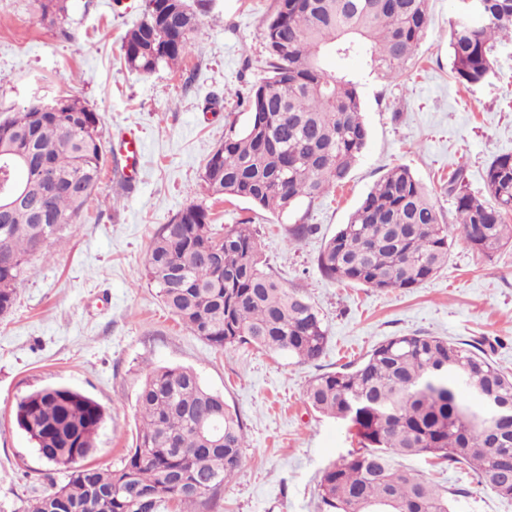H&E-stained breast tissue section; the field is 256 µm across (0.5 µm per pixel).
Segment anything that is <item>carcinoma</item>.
Returning <instances> with one entry per match:
<instances>
[{
	"label": "carcinoma",
	"mask_w": 512,
	"mask_h": 512,
	"mask_svg": "<svg viewBox=\"0 0 512 512\" xmlns=\"http://www.w3.org/2000/svg\"><path fill=\"white\" fill-rule=\"evenodd\" d=\"M208 0H144L142 18L122 41L127 66L152 74L184 59ZM66 0H41V20L55 24ZM429 19V0H276L264 28L266 76L243 102L248 124L228 121L224 142L206 162L209 196L240 198L272 213L293 210L347 179L368 139L355 77L331 70L329 56L362 50L371 70L394 78L408 69ZM512 42V0H481L469 18L450 22L451 71L463 86L482 83L494 45ZM99 120L84 101L67 97L55 112L30 102L0 121V166L49 156L58 175L46 193L36 174L25 177V199L0 223V315L15 302L31 258L46 255L63 228L77 223L98 186L105 144ZM490 199L466 189L454 173L457 231L490 259L512 246V154L485 168ZM410 168H391L346 224L319 252L327 279L376 290L409 291L448 264L453 231ZM146 277L169 311L217 350L250 345L303 362L324 353L327 330L302 292L266 271L256 230L222 228L194 202L160 226ZM315 411L355 428L361 448L324 469L323 512H452L451 500L422 474L396 466L397 456H423L467 468L492 493L512 500V376L482 344L411 333L379 343L360 363L314 377L304 390ZM135 448L115 468L82 461L95 448L105 410L69 387H45L21 397L15 423L48 465L66 473L56 491L26 512H212L242 463L246 433L224 396L186 367L149 370L137 395ZM219 429L204 444L197 424Z\"/></svg>",
	"instance_id": "cac0c4a2"
}]
</instances>
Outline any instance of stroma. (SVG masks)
<instances>
[{
	"instance_id": "stroma-1",
	"label": "stroma",
	"mask_w": 512,
	"mask_h": 512,
	"mask_svg": "<svg viewBox=\"0 0 512 512\" xmlns=\"http://www.w3.org/2000/svg\"><path fill=\"white\" fill-rule=\"evenodd\" d=\"M56 24L40 18L39 0H0V119L33 99L81 97L97 113L106 155L97 189L78 223L63 230L49 257L24 268L10 313L0 315V512L65 483L41 460L14 422L16 401L45 386L81 391L106 411L89 464L119 466L135 446L137 394L147 370L193 369L241 417L243 462L224 488L222 512H320L317 482L356 448L348 424L309 408L313 377L362 359L393 336L429 334L482 341L512 374V248L487 259L453 236L447 265L408 292L340 284L315 259L374 184L408 166L430 193L443 223L456 222L448 175L464 168L469 190L485 194L484 172L512 154V42L499 45L487 79L464 88L451 73L455 0H431L429 23L400 77L359 74L369 137L347 183L283 215L242 199L216 202L203 190L208 156L224 140L225 117L246 126L236 95L265 76L264 22L274 0H209L182 64L149 76L128 69L122 39L141 19L144 0H67ZM142 139L139 166L125 176L115 147L120 132ZM208 206L216 225L250 221L262 256L287 289L321 311L327 343L306 363L250 346L222 351L184 328L144 276L160 225L190 202ZM308 219L315 230L289 243L288 229ZM452 492L454 512H512V501L478 485L473 472L400 458Z\"/></svg>"
}]
</instances>
